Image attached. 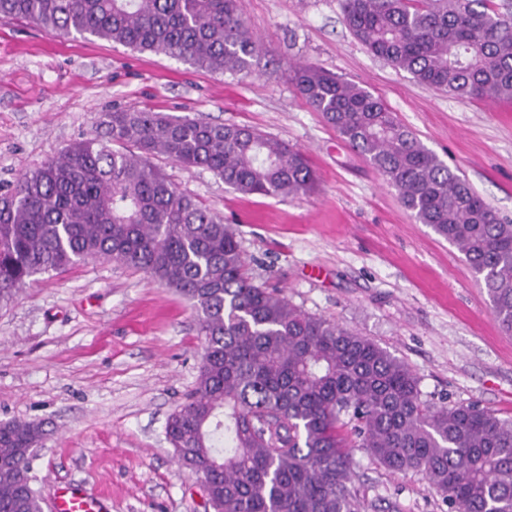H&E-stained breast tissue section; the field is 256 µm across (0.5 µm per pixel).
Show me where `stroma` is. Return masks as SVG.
<instances>
[{"label": "stroma", "mask_w": 512, "mask_h": 512, "mask_svg": "<svg viewBox=\"0 0 512 512\" xmlns=\"http://www.w3.org/2000/svg\"><path fill=\"white\" fill-rule=\"evenodd\" d=\"M260 39L248 71L201 69L98 40L0 21V190L93 133L102 113L151 108L255 128L307 155L313 191L243 194L203 168L154 163L237 233L255 284L379 344L417 375L421 398L512 420V334L459 249L416 222L398 194L299 93L313 64L381 97L403 125L512 224V98L460 99L373 56L342 0H239ZM203 354L191 303L147 274L89 261L36 276L0 304V422H41L33 461L44 512L82 484L102 512H212L179 466L168 416ZM361 512H448L427 479L393 474L362 449Z\"/></svg>", "instance_id": "stroma-1"}]
</instances>
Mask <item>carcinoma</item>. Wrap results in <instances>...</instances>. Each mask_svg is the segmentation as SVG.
Returning a JSON list of instances; mask_svg holds the SVG:
<instances>
[{"label": "carcinoma", "instance_id": "1", "mask_svg": "<svg viewBox=\"0 0 512 512\" xmlns=\"http://www.w3.org/2000/svg\"><path fill=\"white\" fill-rule=\"evenodd\" d=\"M376 57L458 98L512 97V13L491 0H344ZM0 19L94 37L195 67L243 72L258 49L239 0H0ZM293 80L309 105L456 245L512 332V224L501 221L366 88L312 65ZM205 168L244 194L311 191L303 153L255 129L142 109L0 194V302L33 277L101 258L189 300L204 337L195 388L167 419L178 464L207 483L213 512H359L351 449L425 476L448 512H512V421L477 405L423 401L412 369L374 341L251 281L230 225L151 163ZM39 423H0V512H42L26 448Z\"/></svg>", "mask_w": 512, "mask_h": 512}]
</instances>
